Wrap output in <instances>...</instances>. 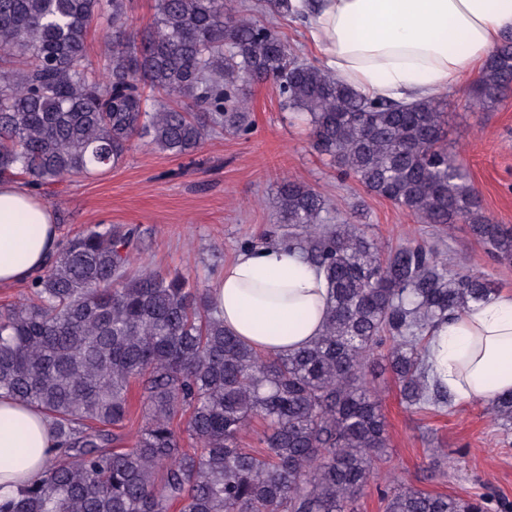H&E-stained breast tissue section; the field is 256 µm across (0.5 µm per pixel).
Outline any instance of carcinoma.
<instances>
[{
  "mask_svg": "<svg viewBox=\"0 0 512 512\" xmlns=\"http://www.w3.org/2000/svg\"><path fill=\"white\" fill-rule=\"evenodd\" d=\"M130 0H0V179L30 190L103 175L138 144L191 156L211 137L251 130L243 86L273 79L282 105L306 116L312 148L420 224H466L499 262L512 226L484 212L443 144L439 102H376L301 63L275 27L232 0H154L139 33ZM108 48L93 59L87 36ZM512 43L473 86L500 104ZM280 243L322 267L330 305L321 336L262 356L224 330L209 289L179 271L133 273L138 235L96 224L48 258L27 297L0 309V396L47 416L48 465L0 512H352L386 448L366 366L379 349L410 408L448 400L426 362L433 329L498 293L423 244L382 255L349 224H327L326 199L285 180L274 198ZM138 389L143 425H122ZM512 429V395L491 402ZM254 420L265 448H241ZM27 449L0 457L17 471ZM384 512H485L487 499L381 490Z\"/></svg>",
  "mask_w": 512,
  "mask_h": 512,
  "instance_id": "carcinoma-1",
  "label": "carcinoma"
}]
</instances>
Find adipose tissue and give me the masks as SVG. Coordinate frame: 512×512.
Masks as SVG:
<instances>
[{
    "mask_svg": "<svg viewBox=\"0 0 512 512\" xmlns=\"http://www.w3.org/2000/svg\"><path fill=\"white\" fill-rule=\"evenodd\" d=\"M327 70L373 99L416 102L476 77L512 32V0H318L305 21ZM39 225L31 235V225ZM59 246L54 211L32 192L0 182V286L33 278ZM224 327L266 355L287 354L321 335L324 274L281 244L241 249L213 290ZM430 373L455 398L487 402L512 393V292L470 303L435 331ZM23 421L26 436L10 428ZM53 446L49 421L0 397V455L31 449L25 469L0 473L8 493L41 472Z\"/></svg>",
    "mask_w": 512,
    "mask_h": 512,
    "instance_id": "ef3b65f1",
    "label": "adipose tissue"
}]
</instances>
